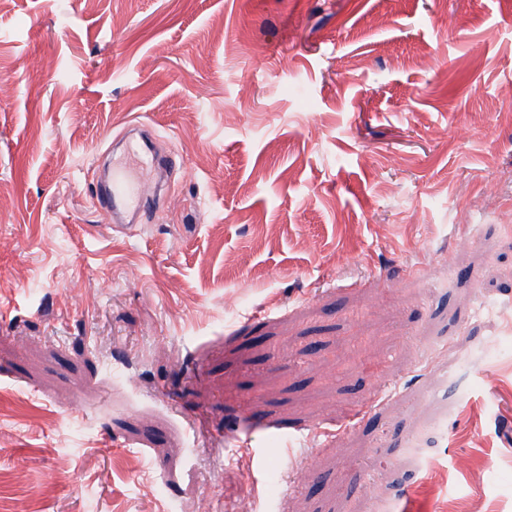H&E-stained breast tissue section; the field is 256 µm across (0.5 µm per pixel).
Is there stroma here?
<instances>
[{
	"instance_id": "stroma-1",
	"label": "stroma",
	"mask_w": 512,
	"mask_h": 512,
	"mask_svg": "<svg viewBox=\"0 0 512 512\" xmlns=\"http://www.w3.org/2000/svg\"><path fill=\"white\" fill-rule=\"evenodd\" d=\"M1 81L0 512H512V0H8ZM151 183L136 177L133 169L114 173L112 181L96 188L97 205L107 213L117 209L139 208L152 198Z\"/></svg>"
}]
</instances>
